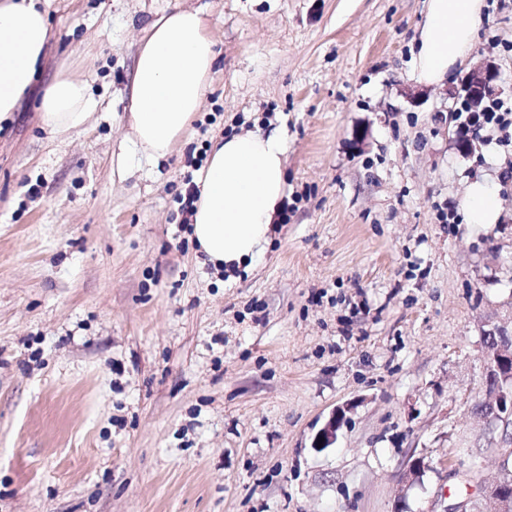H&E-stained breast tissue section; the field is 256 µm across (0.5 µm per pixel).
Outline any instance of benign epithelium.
<instances>
[{
    "instance_id": "1",
    "label": "benign epithelium",
    "mask_w": 512,
    "mask_h": 512,
    "mask_svg": "<svg viewBox=\"0 0 512 512\" xmlns=\"http://www.w3.org/2000/svg\"><path fill=\"white\" fill-rule=\"evenodd\" d=\"M496 66L485 61L468 73L466 88L473 111H478L483 101L499 90ZM503 325L487 318L481 326V342L487 360L485 391L489 392L481 417L487 423L507 426L512 423V339L500 336ZM343 412L333 415L319 433L322 446L326 447L336 438ZM446 512H512V493L505 490V483L497 481L482 488V500H465L447 506Z\"/></svg>"
}]
</instances>
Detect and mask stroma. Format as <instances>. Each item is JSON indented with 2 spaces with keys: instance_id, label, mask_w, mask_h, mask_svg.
<instances>
[{
  "instance_id": "35a3bbf8",
  "label": "stroma",
  "mask_w": 512,
  "mask_h": 512,
  "mask_svg": "<svg viewBox=\"0 0 512 512\" xmlns=\"http://www.w3.org/2000/svg\"><path fill=\"white\" fill-rule=\"evenodd\" d=\"M177 7L210 20V89L166 158L119 175L139 36ZM48 18L34 93L0 123V512H443L512 468V434L474 410L480 325L512 319V189L498 223L438 220L512 159L448 128L480 61L512 97V0H484L435 86L411 77L425 0H49ZM61 69L99 101L64 141L37 109ZM271 123L300 202L263 258L217 270L175 197L212 140Z\"/></svg>"
}]
</instances>
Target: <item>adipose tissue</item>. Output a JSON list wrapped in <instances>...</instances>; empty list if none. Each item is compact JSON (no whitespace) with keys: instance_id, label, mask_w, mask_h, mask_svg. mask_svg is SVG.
Here are the masks:
<instances>
[{"instance_id":"obj_1","label":"adipose tissue","mask_w":512,"mask_h":512,"mask_svg":"<svg viewBox=\"0 0 512 512\" xmlns=\"http://www.w3.org/2000/svg\"><path fill=\"white\" fill-rule=\"evenodd\" d=\"M48 0H0V120L29 91L51 38ZM483 0H428L413 51L412 76L440 85L472 50ZM216 43L201 10L163 13L143 31L128 91V146L115 166L127 173L134 158L159 160L185 135L210 86ZM99 106L86 80L59 71L38 110L45 129L63 138L92 119ZM288 138L282 127L214 140L195 176L199 190L191 228L199 252L215 268L248 267L263 256L287 199ZM465 204L474 224H493L500 202L489 180L471 183Z\"/></svg>"}]
</instances>
